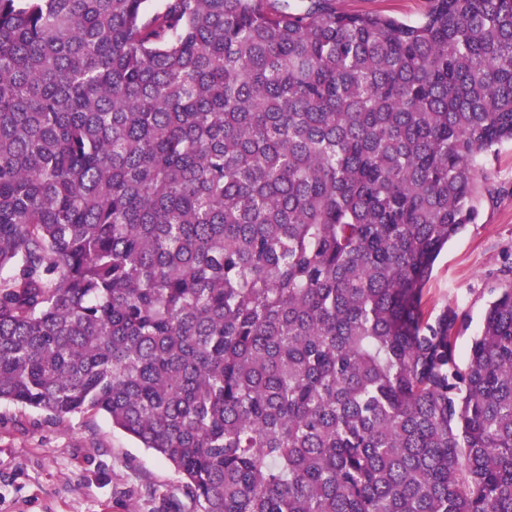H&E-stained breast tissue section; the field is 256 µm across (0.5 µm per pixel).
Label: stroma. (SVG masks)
Listing matches in <instances>:
<instances>
[{
	"label": "stroma",
	"instance_id": "obj_1",
	"mask_svg": "<svg viewBox=\"0 0 512 512\" xmlns=\"http://www.w3.org/2000/svg\"><path fill=\"white\" fill-rule=\"evenodd\" d=\"M350 13L419 19L425 0H338ZM495 196H479L476 223L449 242L426 287L427 309L465 318L454 344L466 358L483 324L490 290L512 268V143L487 169ZM0 512H197L174 468L88 413L55 421L0 402Z\"/></svg>",
	"mask_w": 512,
	"mask_h": 512
}]
</instances>
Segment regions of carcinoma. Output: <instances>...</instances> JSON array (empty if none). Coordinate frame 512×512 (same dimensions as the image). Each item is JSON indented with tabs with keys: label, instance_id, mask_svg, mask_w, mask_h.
I'll return each instance as SVG.
<instances>
[{
	"label": "carcinoma",
	"instance_id": "cac0c4a2",
	"mask_svg": "<svg viewBox=\"0 0 512 512\" xmlns=\"http://www.w3.org/2000/svg\"><path fill=\"white\" fill-rule=\"evenodd\" d=\"M512 142V0H0V402L199 512H512V280L424 309ZM346 12H378L405 20H418L425 9L426 0H337Z\"/></svg>",
	"mask_w": 512,
	"mask_h": 512
}]
</instances>
